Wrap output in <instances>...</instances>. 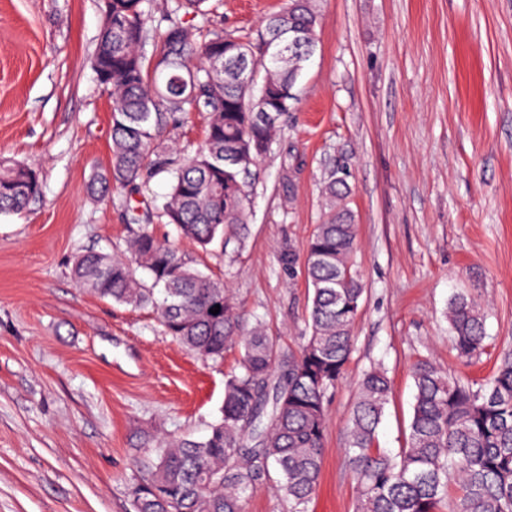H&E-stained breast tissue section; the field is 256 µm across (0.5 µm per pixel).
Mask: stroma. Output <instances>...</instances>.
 Masks as SVG:
<instances>
[{"label": "stroma", "mask_w": 512, "mask_h": 512, "mask_svg": "<svg viewBox=\"0 0 512 512\" xmlns=\"http://www.w3.org/2000/svg\"><path fill=\"white\" fill-rule=\"evenodd\" d=\"M285 0H223L225 29L255 30ZM316 52L293 112L259 165L249 235L235 253L157 235L224 281L240 325L296 350L308 316L304 255L324 217L321 184L346 165L366 292L345 378L327 396L310 512H354L344 455L357 382L384 367L380 448H402L412 365L488 380L512 346V0H319ZM101 0H0V157L40 194L0 215V512H130L161 445L200 438L238 365L197 358L150 308L99 299L71 275L85 249L120 254L123 197L88 184L111 162V103L91 61ZM477 288L492 338L463 361L448 302Z\"/></svg>", "instance_id": "stroma-1"}]
</instances>
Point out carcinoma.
<instances>
[{"label": "carcinoma", "instance_id": "1", "mask_svg": "<svg viewBox=\"0 0 512 512\" xmlns=\"http://www.w3.org/2000/svg\"><path fill=\"white\" fill-rule=\"evenodd\" d=\"M318 0H288L253 34L224 30L219 4L182 0L201 17L198 36L177 11L151 53L145 0H112L93 70L112 102V160L91 181V194H141L160 174L170 189L155 212L127 206V254L84 251L75 257L77 284L102 300L158 311L165 334L196 356L221 361L241 351L239 371L224 380L221 417L201 440L178 439L132 490L131 512H243L249 487L274 466L291 512H307L323 467L327 393L350 361L353 324L365 288L355 256L358 225L348 206V173L331 167L323 182L326 213L304 258L309 289L307 335L296 355L280 357L261 324L240 331L236 303L224 283L159 239L153 221L174 224L201 250L228 254L248 235L249 177L269 151L280 118L292 110V85L317 47ZM303 41L288 58L269 61L264 47ZM204 115V137L192 154L174 156L160 141L179 115ZM39 194L35 171L0 161V214H17ZM145 270L150 281L137 276ZM220 306L217 314L210 313ZM457 355L479 357L491 345L474 293L448 303ZM415 403L405 444L378 448V428L391 394L383 367L365 371L348 423L345 448L356 476V512H512V347L502 351L484 384L463 383L428 359L413 364Z\"/></svg>", "mask_w": 512, "mask_h": 512}]
</instances>
